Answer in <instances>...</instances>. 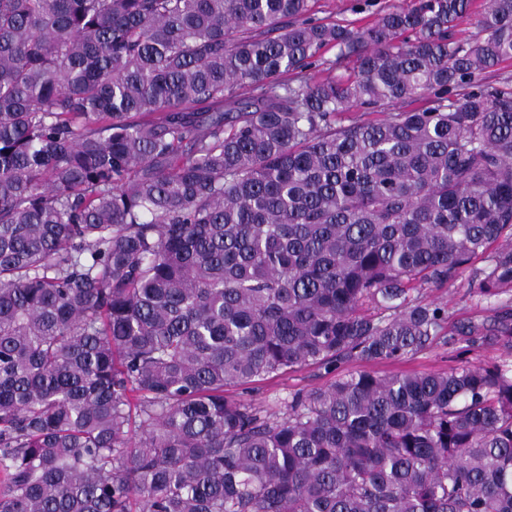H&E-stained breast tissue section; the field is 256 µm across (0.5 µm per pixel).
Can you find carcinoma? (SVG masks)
<instances>
[{"mask_svg": "<svg viewBox=\"0 0 512 512\" xmlns=\"http://www.w3.org/2000/svg\"><path fill=\"white\" fill-rule=\"evenodd\" d=\"M311 2L0 0V512H512V364L229 394L512 291V0ZM417 0H315L314 17L340 23L365 24L391 5L412 8Z\"/></svg>", "mask_w": 512, "mask_h": 512, "instance_id": "cac0c4a2", "label": "carcinoma"}]
</instances>
